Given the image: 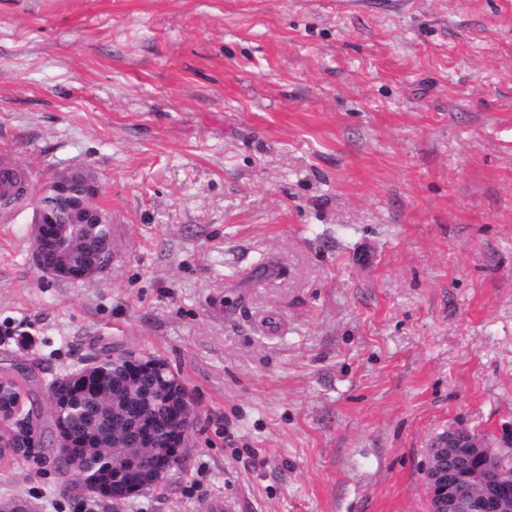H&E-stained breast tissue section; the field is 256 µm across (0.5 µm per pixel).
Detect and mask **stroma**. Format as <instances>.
<instances>
[{"label":"stroma","instance_id":"stroma-1","mask_svg":"<svg viewBox=\"0 0 512 512\" xmlns=\"http://www.w3.org/2000/svg\"><path fill=\"white\" fill-rule=\"evenodd\" d=\"M92 172L93 279L0 223V375L164 359L184 467L123 505L37 447L38 512H428L431 441L512 423V0H0V162Z\"/></svg>","mask_w":512,"mask_h":512}]
</instances>
